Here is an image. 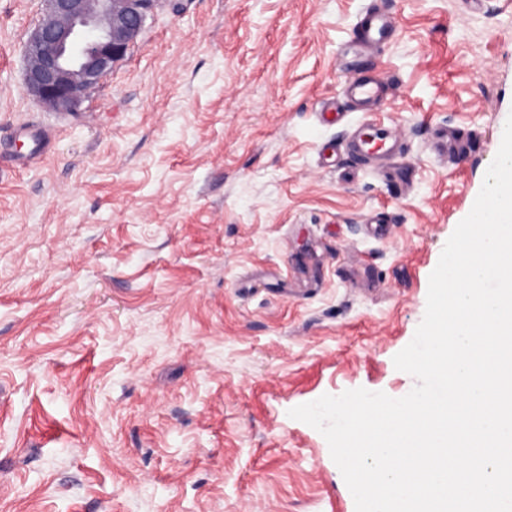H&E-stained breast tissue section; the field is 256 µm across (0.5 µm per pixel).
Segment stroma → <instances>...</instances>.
Wrapping results in <instances>:
<instances>
[{
  "instance_id": "35a3bbf8",
  "label": "stroma",
  "mask_w": 512,
  "mask_h": 512,
  "mask_svg": "<svg viewBox=\"0 0 512 512\" xmlns=\"http://www.w3.org/2000/svg\"><path fill=\"white\" fill-rule=\"evenodd\" d=\"M159 0L72 117L0 0V512H355L288 412L394 356L512 114V0ZM389 78L370 111L352 71ZM399 157L351 155L360 123ZM52 130L40 162L16 129ZM360 19L355 39L366 45L380 43L390 32L395 30L393 16L375 9H366Z\"/></svg>"
}]
</instances>
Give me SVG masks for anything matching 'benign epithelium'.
<instances>
[{
	"mask_svg": "<svg viewBox=\"0 0 512 512\" xmlns=\"http://www.w3.org/2000/svg\"><path fill=\"white\" fill-rule=\"evenodd\" d=\"M24 47L27 93L52 112L82 110L122 61L160 0H40Z\"/></svg>",
	"mask_w": 512,
	"mask_h": 512,
	"instance_id": "7a95c632",
	"label": "benign epithelium"
}]
</instances>
